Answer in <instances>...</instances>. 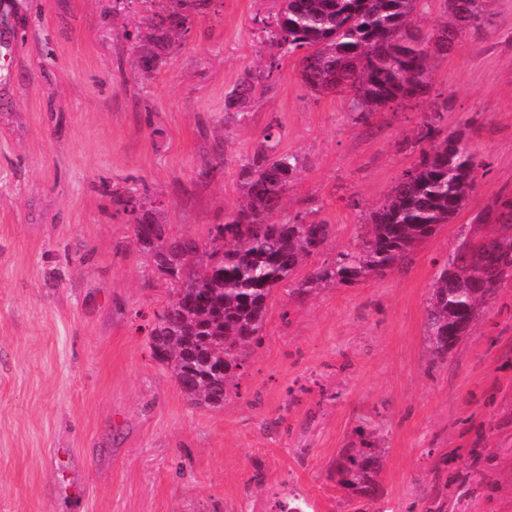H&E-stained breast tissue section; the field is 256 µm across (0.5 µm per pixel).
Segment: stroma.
Here are the masks:
<instances>
[{
  "instance_id": "1",
  "label": "stroma",
  "mask_w": 512,
  "mask_h": 512,
  "mask_svg": "<svg viewBox=\"0 0 512 512\" xmlns=\"http://www.w3.org/2000/svg\"><path fill=\"white\" fill-rule=\"evenodd\" d=\"M280 0H212L159 71L138 66L145 0H0V512H512V281L432 363V285L476 217L512 194V0L434 56L419 98L361 121L313 93L258 21ZM265 81L244 114L224 100ZM484 166L465 210L384 277L279 288L237 396L192 403L150 356L170 285L117 214L145 195L165 237L206 243L245 200L267 133L301 168L282 218L330 224L305 278L355 247L420 158L426 115ZM371 436L365 498L336 465ZM263 79L261 75L256 76L250 72H246L245 76L241 78L236 88L228 94L224 100V112L237 116L243 113V108L251 101L254 96L256 85ZM233 115H228L232 119Z\"/></svg>"
}]
</instances>
